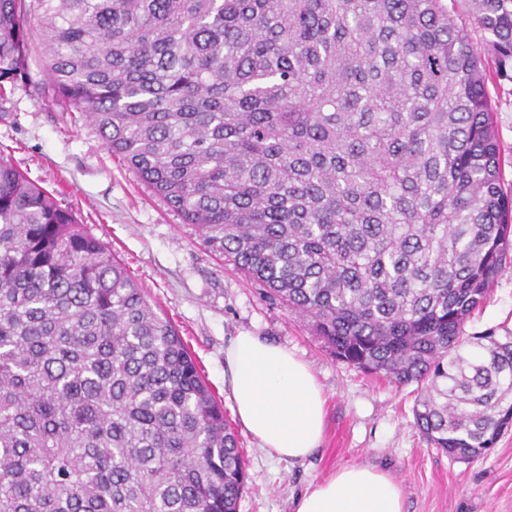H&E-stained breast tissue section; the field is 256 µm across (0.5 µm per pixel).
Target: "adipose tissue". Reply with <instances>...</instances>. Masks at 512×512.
<instances>
[{
  "label": "adipose tissue",
  "instance_id": "1",
  "mask_svg": "<svg viewBox=\"0 0 512 512\" xmlns=\"http://www.w3.org/2000/svg\"><path fill=\"white\" fill-rule=\"evenodd\" d=\"M236 414L271 457L295 462L321 445L326 396L310 366L287 348L251 333L224 351ZM295 512H405L400 484L385 470L348 465L310 483Z\"/></svg>",
  "mask_w": 512,
  "mask_h": 512
}]
</instances>
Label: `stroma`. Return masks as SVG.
<instances>
[{
    "instance_id": "1",
    "label": "stroma",
    "mask_w": 512,
    "mask_h": 512,
    "mask_svg": "<svg viewBox=\"0 0 512 512\" xmlns=\"http://www.w3.org/2000/svg\"><path fill=\"white\" fill-rule=\"evenodd\" d=\"M40 43L29 65L33 82L0 94V157L54 191L59 204L124 264L147 301L179 331L213 393L224 405L248 461L237 512H293L311 481L350 464H371L400 482L407 512H512V425L487 455L458 460L438 452L415 426L416 384L398 386L336 359L302 318L201 243L195 225L144 186L105 150L95 129L60 111L36 87ZM488 93L512 184V81L489 76ZM512 331V268L465 326ZM248 331L287 347L315 371L328 395L325 437L305 461L271 459L238 421L224 382V350Z\"/></svg>"
}]
</instances>
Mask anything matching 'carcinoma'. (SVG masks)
Segmentation results:
<instances>
[{
	"instance_id": "cac0c4a2",
	"label": "carcinoma",
	"mask_w": 512,
	"mask_h": 512,
	"mask_svg": "<svg viewBox=\"0 0 512 512\" xmlns=\"http://www.w3.org/2000/svg\"><path fill=\"white\" fill-rule=\"evenodd\" d=\"M499 74L512 0H469ZM339 360L421 386L459 460L512 422V332L464 327L512 266L482 53L448 0H0L32 79ZM247 460L175 326L0 158V512H237Z\"/></svg>"
}]
</instances>
